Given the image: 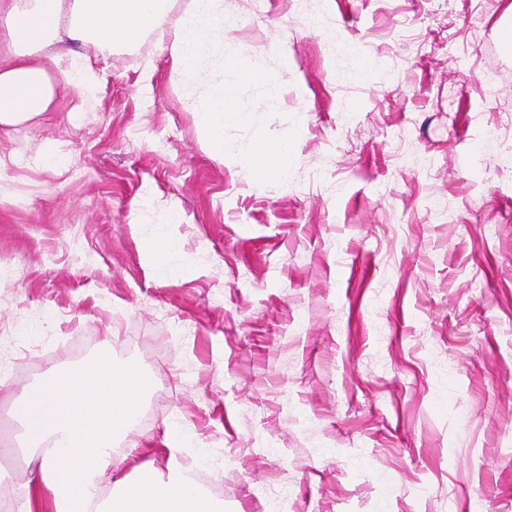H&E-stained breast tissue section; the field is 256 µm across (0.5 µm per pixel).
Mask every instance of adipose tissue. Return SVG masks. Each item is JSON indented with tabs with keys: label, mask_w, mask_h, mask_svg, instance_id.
Instances as JSON below:
<instances>
[{
	"label": "adipose tissue",
	"mask_w": 512,
	"mask_h": 512,
	"mask_svg": "<svg viewBox=\"0 0 512 512\" xmlns=\"http://www.w3.org/2000/svg\"><path fill=\"white\" fill-rule=\"evenodd\" d=\"M168 0H0V25L13 46L0 65V127H12L45 112L55 83L41 57L44 47L67 41L105 48L127 45L161 28ZM242 108L224 83L213 86L199 114L201 144L225 153V118ZM152 385L141 367L100 353L92 370L57 373L23 398L22 417L30 447L37 449L38 480L53 476V512H223L199 489L192 470L175 472L167 483L152 473L125 483L107 502L95 504L100 478L120 469L118 440L139 414L140 397Z\"/></svg>",
	"instance_id": "adipose-tissue-1"
}]
</instances>
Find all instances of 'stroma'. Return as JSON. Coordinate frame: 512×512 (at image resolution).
<instances>
[{
  "label": "stroma",
  "instance_id": "obj_1",
  "mask_svg": "<svg viewBox=\"0 0 512 512\" xmlns=\"http://www.w3.org/2000/svg\"><path fill=\"white\" fill-rule=\"evenodd\" d=\"M204 12L178 74L157 30L50 46L58 81L95 59L94 99L0 129V415L20 436L24 391L106 350L153 378L113 486L193 457L224 512H512V173L485 134L512 129V0H172L165 26ZM220 80L245 113L222 161ZM243 114L242 108L224 85V81L214 84L206 107L198 113L202 129V146L224 160V153L225 156L228 155L222 134L224 117L238 118ZM288 141H280L259 151L256 163L264 169H277L288 162Z\"/></svg>",
  "mask_w": 512,
  "mask_h": 512
}]
</instances>
